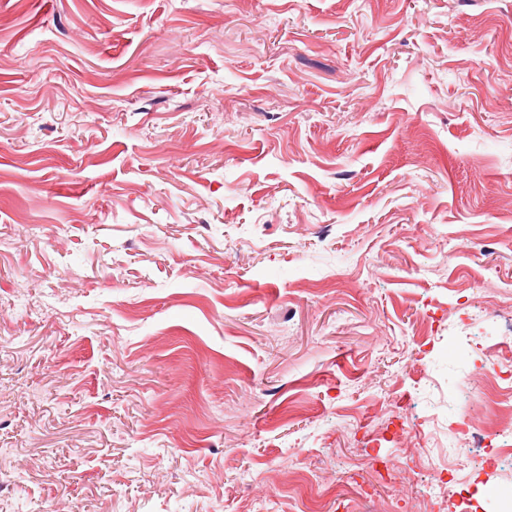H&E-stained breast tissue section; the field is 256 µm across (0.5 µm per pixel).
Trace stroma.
<instances>
[{
  "instance_id": "stroma-1",
  "label": "stroma",
  "mask_w": 512,
  "mask_h": 512,
  "mask_svg": "<svg viewBox=\"0 0 512 512\" xmlns=\"http://www.w3.org/2000/svg\"><path fill=\"white\" fill-rule=\"evenodd\" d=\"M509 339L512 0H0V512H512Z\"/></svg>"
}]
</instances>
